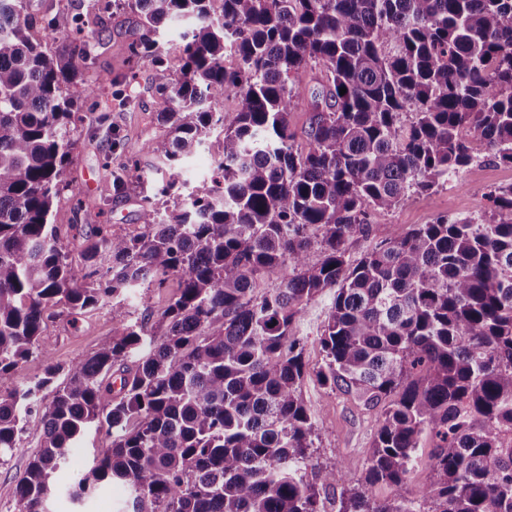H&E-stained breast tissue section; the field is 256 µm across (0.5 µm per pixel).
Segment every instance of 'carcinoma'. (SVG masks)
<instances>
[{
  "mask_svg": "<svg viewBox=\"0 0 512 512\" xmlns=\"http://www.w3.org/2000/svg\"><path fill=\"white\" fill-rule=\"evenodd\" d=\"M123 1L141 30L126 78L148 63L167 102L168 138L143 150L171 176L143 193V231L99 226L79 269L52 220L76 143L72 88L118 82L85 71L103 10ZM54 8L0 0V373L50 357L42 336L58 308L109 305L120 329L61 383L50 364L0 394L2 457L53 392L17 512H43L92 427L107 443L69 485L74 502L115 480L126 512H512V184L490 189L487 216H439L348 254L375 214L480 156L512 167V0H102L76 19L69 0ZM62 17L71 26L49 51ZM174 21L187 26L176 79L162 43ZM310 63L323 76L306 99L292 78ZM230 96L234 115L213 111ZM302 109L304 153L289 120ZM213 135L211 186L159 209ZM139 169L115 175L114 192ZM168 277L179 292L159 318L128 321L125 295ZM262 277L280 286L259 294ZM327 290L317 377L378 417L364 473L331 499L293 335ZM377 484L391 495L376 498Z\"/></svg>",
  "mask_w": 512,
  "mask_h": 512,
  "instance_id": "carcinoma-1",
  "label": "carcinoma"
}]
</instances>
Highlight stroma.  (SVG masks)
I'll list each match as a JSON object with an SVG mask.
<instances>
[{
	"instance_id": "stroma-1",
	"label": "stroma",
	"mask_w": 512,
	"mask_h": 512,
	"mask_svg": "<svg viewBox=\"0 0 512 512\" xmlns=\"http://www.w3.org/2000/svg\"><path fill=\"white\" fill-rule=\"evenodd\" d=\"M137 16L128 9H116L107 20V45L95 64L96 72L118 76L129 67V48L137 38ZM149 65H142L133 86L116 85L98 95L81 99L77 143L65 179L81 199V209L64 199L54 210L61 244L74 266H82L83 242L98 225H109L113 235L131 237L141 232V190L133 188L117 195L112 190L114 171L139 159L150 180L168 179V169L156 158L143 154L147 141L163 142L167 135L158 120L166 107L165 98L151 87ZM119 131L124 146L112 150L104 137L106 128ZM512 183V167L486 158L464 169L453 186H443L424 194H415L396 207L374 216L367 236L348 243L351 259H360L382 240L404 233L413 225L428 224L438 216H483L489 208L486 197L491 187ZM332 292L316 296L304 317L293 329L306 342L307 373L299 392L313 410L319 439L318 461L334 470L336 487L353 484L364 471L373 438L378 428L375 413L362 409L351 398L321 385L316 371L323 353L318 343ZM118 325L110 308L104 307L83 316L61 313L50 319L43 340L50 355L32 356L8 373L0 374V394L43 377L48 364L69 367L90 357L102 343L111 339ZM43 426L40 415H32L14 450L0 457V512H17L16 489L30 462L39 453Z\"/></svg>"
}]
</instances>
